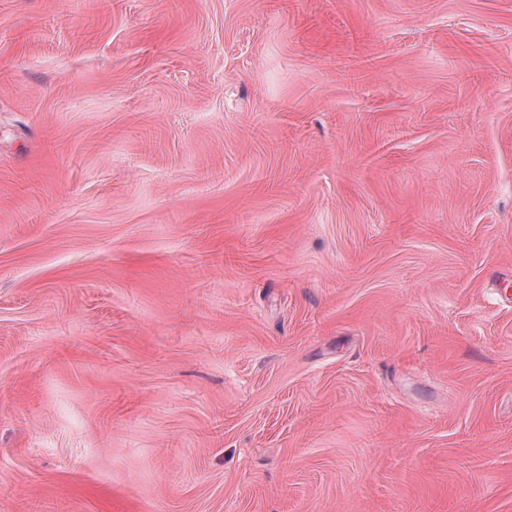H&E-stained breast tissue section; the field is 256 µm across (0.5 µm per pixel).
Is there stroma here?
<instances>
[{
  "label": "stroma",
  "mask_w": 512,
  "mask_h": 512,
  "mask_svg": "<svg viewBox=\"0 0 512 512\" xmlns=\"http://www.w3.org/2000/svg\"><path fill=\"white\" fill-rule=\"evenodd\" d=\"M0 512H512V0H0Z\"/></svg>",
  "instance_id": "stroma-1"
}]
</instances>
